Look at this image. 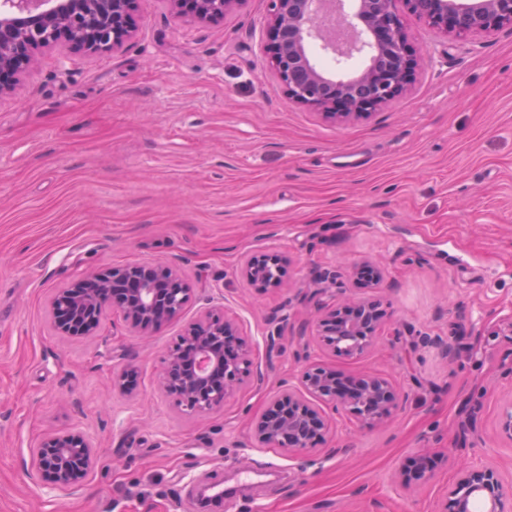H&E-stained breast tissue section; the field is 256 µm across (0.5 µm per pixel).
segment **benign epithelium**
Instances as JSON below:
<instances>
[{"instance_id": "benign-epithelium-1", "label": "benign epithelium", "mask_w": 512, "mask_h": 512, "mask_svg": "<svg viewBox=\"0 0 512 512\" xmlns=\"http://www.w3.org/2000/svg\"><path fill=\"white\" fill-rule=\"evenodd\" d=\"M14 10L0 13V96L12 91L43 49L60 48L88 56L115 52L134 35L133 14L141 0H10ZM177 18L209 21L224 16L243 0H163ZM353 16L362 23L365 40L345 36L335 18L345 15V0H271L263 52L288 97L332 119L374 112L411 84L413 53L405 15L451 38L512 29V0H350ZM318 42L336 64L366 58L351 71L332 76L312 60L310 45ZM283 259L276 254L252 256L242 273L252 283L279 281ZM315 291L345 293V283L328 272L313 279ZM191 288L177 270L161 265H127L105 274L89 273L53 301L56 329L84 336L99 324V311L109 303L127 325L149 336L178 318ZM384 313L376 300H347L340 306L321 302L312 326L332 352L358 357L378 338ZM423 344L440 347L448 360L457 359L459 338L445 341L422 336ZM253 375V360L239 324L209 312L189 323L165 360L160 388L186 410L206 414ZM305 392L284 390L260 417L255 434L264 448L295 452L314 443L326 429L324 414L306 399L311 396L343 409L365 425L392 414L396 392L391 382L374 374L342 376L315 365L304 374ZM96 444L81 431L44 438L30 464L59 490L74 491L77 479L96 465ZM432 479L426 459L415 461L403 483L416 488ZM485 512H503L505 486L490 464L458 470L448 485L444 512H472L475 499Z\"/></svg>"}]
</instances>
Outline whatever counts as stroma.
Listing matches in <instances>:
<instances>
[{
    "label": "stroma",
    "instance_id": "1",
    "mask_svg": "<svg viewBox=\"0 0 512 512\" xmlns=\"http://www.w3.org/2000/svg\"><path fill=\"white\" fill-rule=\"evenodd\" d=\"M269 13L244 0L198 23L142 0L122 50L40 52L0 96V512H195L218 480L219 512H441L461 464L512 486V31L452 39L406 17L411 86L341 122L288 98L261 53ZM261 253L285 259L279 284L242 278ZM361 263L383 278L347 293L386 324L350 358L301 327L314 276ZM134 264L188 277L179 319L146 340L113 309L90 335L55 332L58 289ZM205 310L240 325L259 376L193 415L157 375ZM457 331L472 349L452 364L407 344ZM311 364L386 377L392 415L368 427L327 405L315 445L260 447L255 422ZM75 429L99 463L62 491L29 454ZM421 456L434 476L406 490Z\"/></svg>",
    "mask_w": 512,
    "mask_h": 512
}]
</instances>
